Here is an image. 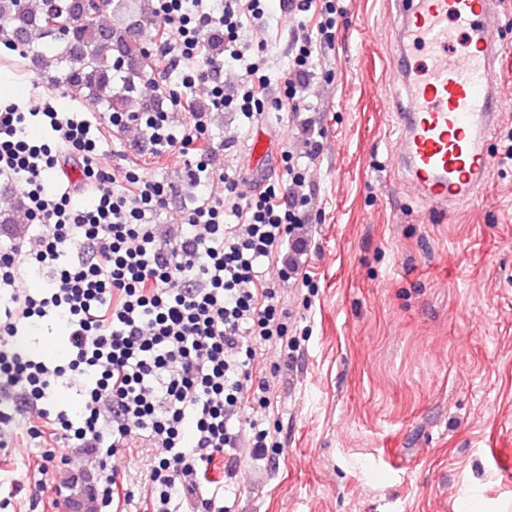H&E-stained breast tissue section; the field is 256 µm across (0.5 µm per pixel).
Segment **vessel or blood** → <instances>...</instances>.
I'll return each mask as SVG.
<instances>
[{"label": "vessel or blood", "mask_w": 512, "mask_h": 512, "mask_svg": "<svg viewBox=\"0 0 512 512\" xmlns=\"http://www.w3.org/2000/svg\"><path fill=\"white\" fill-rule=\"evenodd\" d=\"M393 4L396 160L420 199L442 212L468 203L491 177L492 161L480 142L505 104L500 0Z\"/></svg>", "instance_id": "1"}]
</instances>
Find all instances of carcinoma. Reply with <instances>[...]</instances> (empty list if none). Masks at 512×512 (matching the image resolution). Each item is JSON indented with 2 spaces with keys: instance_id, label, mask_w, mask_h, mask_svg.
<instances>
[{
  "instance_id": "cac0c4a2",
  "label": "carcinoma",
  "mask_w": 512,
  "mask_h": 512,
  "mask_svg": "<svg viewBox=\"0 0 512 512\" xmlns=\"http://www.w3.org/2000/svg\"><path fill=\"white\" fill-rule=\"evenodd\" d=\"M108 0L92 11L86 0H59L60 18L48 13L47 0H0V44L19 52L34 66L44 52L55 53L60 83L71 97L101 112H150L138 97V86L155 79L156 62L146 40L159 34L160 23L150 0ZM26 213L23 198L0 210V231L21 232Z\"/></svg>"
}]
</instances>
